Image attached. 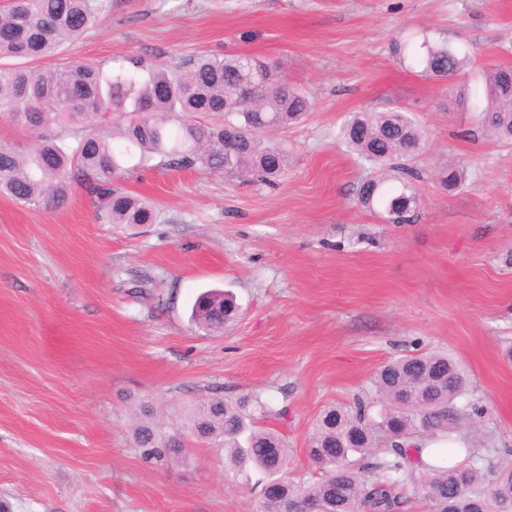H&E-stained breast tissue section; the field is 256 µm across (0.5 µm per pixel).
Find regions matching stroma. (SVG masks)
I'll list each match as a JSON object with an SVG mask.
<instances>
[{"instance_id":"35a3bbf8","label":"stroma","mask_w":512,"mask_h":512,"mask_svg":"<svg viewBox=\"0 0 512 512\" xmlns=\"http://www.w3.org/2000/svg\"><path fill=\"white\" fill-rule=\"evenodd\" d=\"M70 57L174 67L200 54L276 66L311 108L265 142L285 149L277 185L203 169L132 172L120 184L156 223L98 219L73 183L35 210L0 196V500L11 512H257L258 473H224L220 441L187 426L212 397H258L282 433L284 473L314 477L306 448L333 405L374 394L384 361L451 352L456 401L480 454L512 448V143L474 105L491 65H512V0H104ZM443 38L467 62L420 76L393 43ZM402 110L425 147L421 207L385 224L356 202L373 167L338 137L356 112ZM468 171L444 189L448 162ZM232 292L223 332L191 319L196 295ZM270 410H263V403ZM184 434L179 463L142 459L133 427Z\"/></svg>"}]
</instances>
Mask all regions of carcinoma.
I'll return each instance as SVG.
<instances>
[{
	"label": "carcinoma",
	"mask_w": 512,
	"mask_h": 512,
	"mask_svg": "<svg viewBox=\"0 0 512 512\" xmlns=\"http://www.w3.org/2000/svg\"><path fill=\"white\" fill-rule=\"evenodd\" d=\"M102 0H9L0 13V113L33 134L23 151L0 140V194L33 209L66 204L72 182L94 199L97 217L110 224H153L154 205L125 192L121 177L156 167L204 168L239 177L275 180L283 151L269 146L260 128L282 127L310 110L309 99L265 63L243 54H199L167 69L129 57L118 70L68 57L66 45L99 22ZM399 53L433 80L459 75L465 58L448 43L425 36ZM483 125L512 140V66L483 73ZM118 112L133 118L103 129L96 118ZM221 112L224 123L196 119ZM343 142L378 165L357 187V203L383 222L411 220L420 205L407 161L420 155L424 137L404 111L356 112L340 128ZM464 168L448 165L440 182L454 189ZM233 298L207 291L192 318L222 331L234 316ZM465 368L448 352L407 355L381 365L374 380L379 419L358 400L331 406L316 419L307 455L317 470L308 481L282 476L288 458L283 438L256 425L250 399L216 396L194 411L189 429L198 438L223 439L225 470L264 475L260 512H291L301 502L325 512H403L414 496L426 512H504L512 504V461L478 456L458 432L463 413L454 401L466 391ZM448 448L424 449V441ZM143 458L180 459L179 432L160 436L148 422L135 430ZM428 451L430 460L422 458Z\"/></svg>",
	"instance_id": "obj_1"
}]
</instances>
